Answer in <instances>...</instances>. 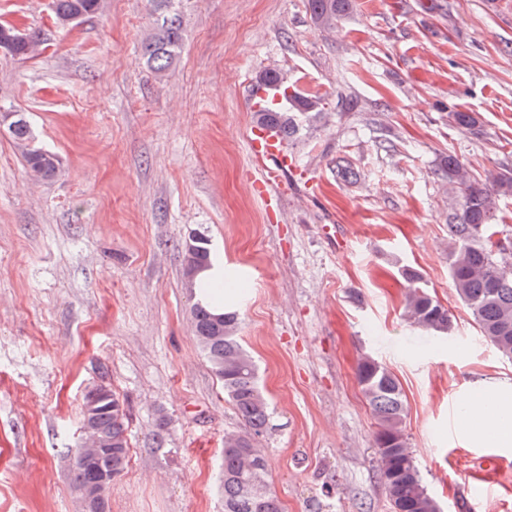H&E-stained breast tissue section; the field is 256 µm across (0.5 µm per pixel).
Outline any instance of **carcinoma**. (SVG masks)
I'll use <instances>...</instances> for the list:
<instances>
[{
	"mask_svg": "<svg viewBox=\"0 0 512 512\" xmlns=\"http://www.w3.org/2000/svg\"><path fill=\"white\" fill-rule=\"evenodd\" d=\"M175 0H149L154 18L153 32L141 45V55L159 76L174 62L183 39V16L173 7ZM54 23L72 26L75 16L90 20L98 15L103 0H53ZM351 7V0H308L314 22L331 30ZM11 46L9 54L19 61L37 55L45 44L41 32L31 30L26 38L16 36L13 25L0 23V44ZM265 88L281 99H269L255 112L257 126L294 142L302 123L324 114L320 96L287 91L279 71L267 68L256 75ZM0 124L22 150L29 173L49 179L59 173L58 157L34 145L32 128L18 112L0 113ZM439 171L446 190L456 199L452 224L448 225L449 275L460 300L469 309L480 335L496 351L512 360V244L493 243L499 219L498 197L512 191V169L489 171L477 177L458 157L443 158ZM186 264L202 272L210 266L208 239L198 233L185 243ZM410 283L404 302V317L413 326L446 335L453 322L446 308L422 285L421 275L402 271ZM194 334L215 376L224 385V396L250 428L246 434H224V512H282L281 504L265 482L266 458L255 443L269 422V405L258 379L255 362L237 336L238 319L233 313H216L204 304L193 309ZM357 379L377 424L374 444L379 476L392 509L403 512H440V506L425 488L405 434L406 404L397 378L372 357L360 360ZM95 428L112 442V453L88 459L76 449L74 481L78 490L87 488L102 472L116 478L125 470L129 437L124 403L109 388L102 389L94 415Z\"/></svg>",
	"mask_w": 512,
	"mask_h": 512,
	"instance_id": "1",
	"label": "carcinoma"
}]
</instances>
